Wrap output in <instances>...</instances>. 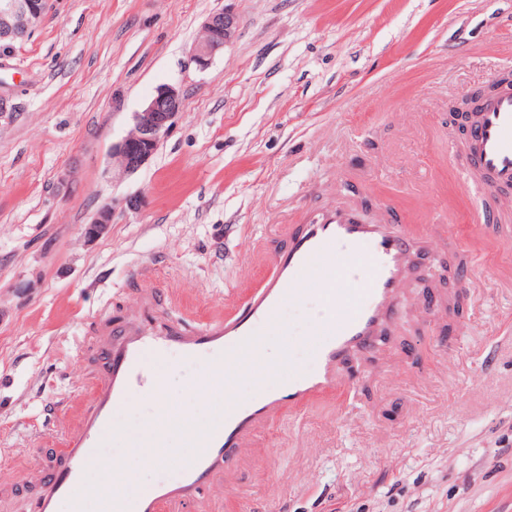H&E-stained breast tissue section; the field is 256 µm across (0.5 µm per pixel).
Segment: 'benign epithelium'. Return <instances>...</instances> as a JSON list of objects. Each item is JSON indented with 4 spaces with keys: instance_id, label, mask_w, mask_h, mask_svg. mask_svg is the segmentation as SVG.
<instances>
[{
    "instance_id": "obj_1",
    "label": "benign epithelium",
    "mask_w": 512,
    "mask_h": 512,
    "mask_svg": "<svg viewBox=\"0 0 512 512\" xmlns=\"http://www.w3.org/2000/svg\"><path fill=\"white\" fill-rule=\"evenodd\" d=\"M49 0H0V45L29 36L42 22ZM238 28V17L228 9L212 13L204 22L203 38L192 50L187 64L207 69L213 59L224 52ZM183 95L174 85L159 88L144 107L134 113L133 130L112 145V158L121 168L133 173L154 154L161 138L170 130L182 108ZM112 223V208L105 207L89 223L87 233L94 237Z\"/></svg>"
}]
</instances>
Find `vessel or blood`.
Returning <instances> with one entry per match:
<instances>
[{"mask_svg": "<svg viewBox=\"0 0 512 512\" xmlns=\"http://www.w3.org/2000/svg\"><path fill=\"white\" fill-rule=\"evenodd\" d=\"M451 153L463 158L464 183L487 197L493 219L511 224L512 85L501 84L469 115L466 134ZM454 241V231L436 226L411 231L393 205L372 219L354 201L312 208L292 225L287 245L269 256L272 273L245 305L201 324L165 313L158 283L139 269L146 287L135 313L116 316L102 308L90 316L93 332L75 360L91 370L93 394L69 423L62 452L42 472L33 512H59L65 502L72 512H83L91 498L99 512H165L173 504L198 502L285 408L349 381L350 360L377 350L390 325L401 320L414 260H430ZM286 308L313 311L300 334L314 351L315 372L287 358L281 375H271L256 357L266 330L283 327ZM172 352L200 367L189 381L191 397L206 403L219 392L227 402L219 424L191 432L178 481L140 486L100 450L120 433L113 419L118 408L151 401L160 426L174 415L163 373ZM245 378L254 393L241 399L236 386ZM95 469L105 474L98 485L88 481Z\"/></svg>", "mask_w": 512, "mask_h": 512, "instance_id": "obj_1", "label": "vessel or blood"}]
</instances>
